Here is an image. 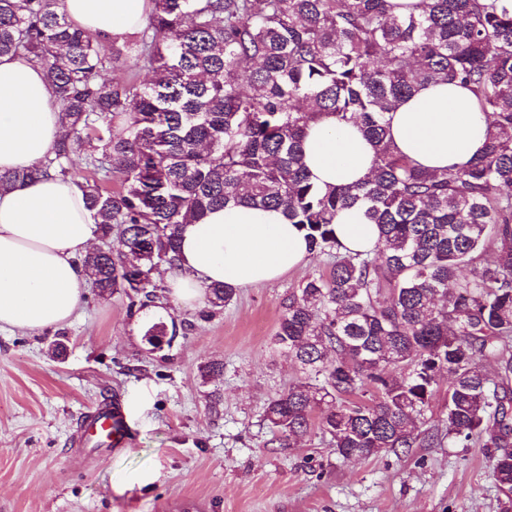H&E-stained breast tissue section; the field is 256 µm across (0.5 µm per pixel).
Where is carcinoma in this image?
I'll return each mask as SVG.
<instances>
[{
	"mask_svg": "<svg viewBox=\"0 0 512 512\" xmlns=\"http://www.w3.org/2000/svg\"><path fill=\"white\" fill-rule=\"evenodd\" d=\"M152 3L134 39L108 45L68 22L65 0H0V56L43 62L61 112L54 156L0 173V192L69 176L72 144H86L79 187L107 247L83 266L100 295L133 307L156 299L180 225L228 205L281 211L333 268L283 303L273 344L302 376L266 406L272 443L315 427L350 459L483 441L512 512V0H416L403 15L391 0ZM124 56L149 79L106 77ZM439 82L473 93L489 137L437 173L394 150L386 115ZM322 117L373 142L365 180H311L304 141ZM354 206L379 239L351 255L335 224ZM490 250L497 260L476 266ZM206 295L222 308L235 290ZM444 366L448 405L432 427Z\"/></svg>",
	"mask_w": 512,
	"mask_h": 512,
	"instance_id": "obj_1",
	"label": "carcinoma"
}]
</instances>
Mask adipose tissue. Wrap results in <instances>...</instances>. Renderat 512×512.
I'll list each match as a JSON object with an SVG mask.
<instances>
[{"instance_id":"adipose-tissue-1","label":"adipose tissue","mask_w":512,"mask_h":512,"mask_svg":"<svg viewBox=\"0 0 512 512\" xmlns=\"http://www.w3.org/2000/svg\"><path fill=\"white\" fill-rule=\"evenodd\" d=\"M150 0H65L69 21L103 42L136 34ZM59 103L38 61L0 57V173L53 155L60 137ZM395 148L432 170L466 165L486 143L488 123L474 95L457 84L432 83L388 115ZM306 164L319 187L365 178L374 145L355 124L328 117L313 123ZM338 240L351 252L373 250L379 236L360 208L344 211ZM96 237L83 194L69 177L49 174L0 193V330L37 332L62 326L78 312L90 277L82 260ZM313 253L304 233L281 211L227 206L202 222L181 225L168 279L174 301H196L205 288L234 289L280 280Z\"/></svg>"}]
</instances>
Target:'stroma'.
Segmentation results:
<instances>
[{
	"instance_id": "35a3bbf8",
	"label": "stroma",
	"mask_w": 512,
	"mask_h": 512,
	"mask_svg": "<svg viewBox=\"0 0 512 512\" xmlns=\"http://www.w3.org/2000/svg\"><path fill=\"white\" fill-rule=\"evenodd\" d=\"M331 267L314 256L217 310L162 293L137 311L91 287L67 325L0 331V512H168L189 499L206 512H501L492 451L480 444L348 460L315 429L273 444L265 407L300 376L273 350L283 302ZM157 320L182 330L154 353L144 332ZM208 364L219 372L203 375ZM115 402L131 442L83 447L80 421Z\"/></svg>"
}]
</instances>
